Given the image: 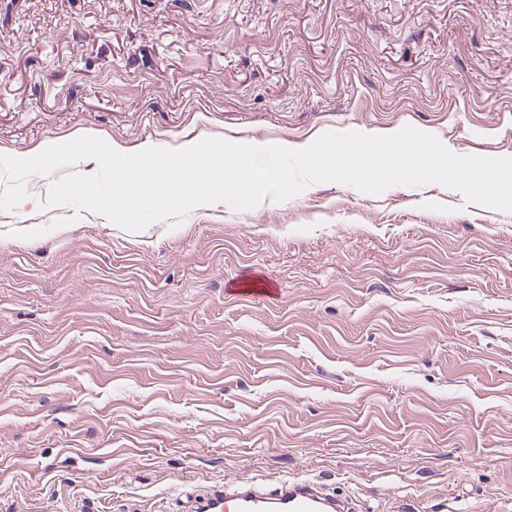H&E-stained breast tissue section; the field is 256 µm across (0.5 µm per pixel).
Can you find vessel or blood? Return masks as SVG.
Returning a JSON list of instances; mask_svg holds the SVG:
<instances>
[{"label":"vessel or blood","mask_w":512,"mask_h":512,"mask_svg":"<svg viewBox=\"0 0 512 512\" xmlns=\"http://www.w3.org/2000/svg\"><path fill=\"white\" fill-rule=\"evenodd\" d=\"M191 512H351L343 497L313 483L266 481L225 483L205 497H192Z\"/></svg>","instance_id":"obj_1"}]
</instances>
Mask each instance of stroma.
Segmentation results:
<instances>
[{"label":"stroma","mask_w":512,"mask_h":512,"mask_svg":"<svg viewBox=\"0 0 512 512\" xmlns=\"http://www.w3.org/2000/svg\"><path fill=\"white\" fill-rule=\"evenodd\" d=\"M407 125L512 157V0H0V154ZM93 166L0 211V512H175L266 478L512 512L511 212L434 183L137 233L45 207Z\"/></svg>","instance_id":"1"}]
</instances>
